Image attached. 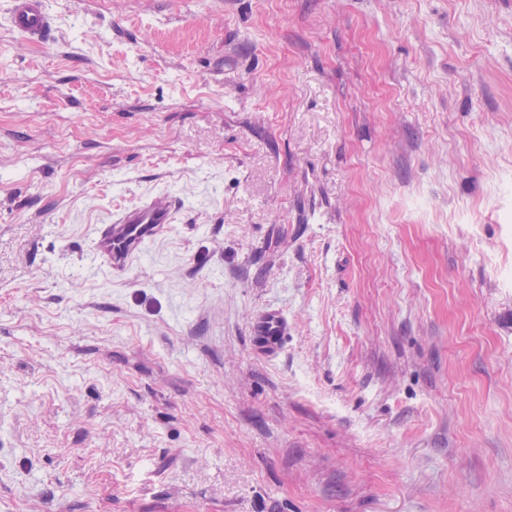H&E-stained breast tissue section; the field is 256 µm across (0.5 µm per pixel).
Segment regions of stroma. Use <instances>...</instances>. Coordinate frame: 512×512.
<instances>
[{
  "label": "stroma",
  "mask_w": 512,
  "mask_h": 512,
  "mask_svg": "<svg viewBox=\"0 0 512 512\" xmlns=\"http://www.w3.org/2000/svg\"><path fill=\"white\" fill-rule=\"evenodd\" d=\"M48 3L0 0V512H512V0ZM8 3L10 25L26 43L45 45L54 38L56 19L47 0H9ZM180 210V202L168 193L146 197L95 227L93 257L110 275L126 272L151 242L169 231ZM250 330L255 354L268 360L276 359L288 336V317L278 307H266L253 319Z\"/></svg>",
  "instance_id": "35a3bbf8"
}]
</instances>
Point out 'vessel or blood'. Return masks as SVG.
Listing matches in <instances>:
<instances>
[{
  "mask_svg": "<svg viewBox=\"0 0 512 512\" xmlns=\"http://www.w3.org/2000/svg\"><path fill=\"white\" fill-rule=\"evenodd\" d=\"M11 27L26 43L50 42L57 25L48 0H9ZM181 210L180 202L170 194L146 197L105 224L94 229L92 254L108 273L126 272L133 260L158 237L168 232ZM256 355L273 360L280 356L288 335V318L277 307L261 310L250 325Z\"/></svg>",
  "mask_w": 512,
  "mask_h": 512,
  "instance_id": "obj_1",
  "label": "vessel or blood"
}]
</instances>
